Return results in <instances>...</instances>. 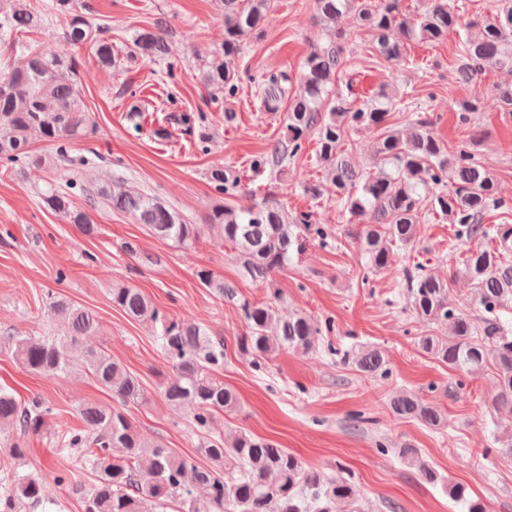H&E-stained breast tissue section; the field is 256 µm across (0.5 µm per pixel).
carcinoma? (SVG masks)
Returning a JSON list of instances; mask_svg holds the SVG:
<instances>
[{
	"instance_id": "obj_1",
	"label": "carcinoma",
	"mask_w": 512,
	"mask_h": 512,
	"mask_svg": "<svg viewBox=\"0 0 512 512\" xmlns=\"http://www.w3.org/2000/svg\"><path fill=\"white\" fill-rule=\"evenodd\" d=\"M224 5V44L203 61L205 86L236 94V61L246 37L261 29L274 8V0H221ZM317 18L326 25L328 39L316 44L300 69L275 71L259 84L261 107L278 112L288 104L286 133L256 156L251 166L258 174L281 168L299 156L309 136L316 139L317 160L327 168L336 202L349 214L350 228L375 272L392 264L396 252L414 243L422 211H430L455 226L456 237L469 244L457 274L473 285L470 303L479 309L477 320L463 312L450 297L448 282L418 269L406 278L415 313L426 320L448 325L446 336H422L419 349L464 375L476 376L489 367L497 371L496 405L512 409V225L486 224L492 209L506 206L498 187L476 153L482 137L474 123L478 101L458 104V121L467 132L453 153L436 135V120L415 112L402 128L387 124L390 113L406 98L394 86L382 85L371 98L360 96L348 71L346 33L337 27L347 13L355 14L370 37L373 55L398 67L417 66L406 53V42L440 44L458 37L456 79L473 83L489 68L512 70V0H500L490 17H464L461 6L449 0H427L425 9L411 18L402 0H314ZM54 23L76 50L88 51L98 64L120 74L142 62L167 55L166 28L135 33L126 51L119 52L110 27L92 17L89 7L74 0H0V42L24 58L14 67L11 57L0 66V168L21 178L30 166L66 168L69 179L61 188L49 184L38 192L42 206L53 211L82 236L94 238L101 227L94 213L108 207L132 215L163 240L192 247L205 235L224 237L237 251L245 276L273 286L276 273L288 265L291 252H301L307 236L327 243L330 230L314 222L309 212L288 214L277 200L266 197L246 209L231 198L241 190L237 171L215 167L208 178L222 198L204 223L191 224L175 209L116 176L106 186L84 178L86 158L75 159L67 150L70 141L95 129L77 86L79 60L41 50L30 36ZM381 130L377 143L379 168L355 165L345 148L351 132L359 128ZM37 141L51 142L49 155L36 152ZM79 191L81 202L73 199ZM200 285L212 289L240 310L246 331L237 347L262 369L277 352L312 351L333 323L318 324L310 316L280 315L268 301H251L238 295L235 285L209 269L196 272ZM112 304L134 320L160 326L159 348L174 368L162 396L174 410H192V425L210 431L212 416L237 407L236 393L215 375L224 366L226 345L218 331L168 316L144 293L133 287L110 289ZM45 314L52 323L50 336H6L11 357L28 373L47 377H92L118 404L87 402L78 408L81 429H69L60 413L42 400L22 401L0 387V429L11 428L18 440L8 446L9 456L22 457V440L39 436L50 440L61 453L80 451L93 482L73 480V471L60 469L54 480L71 487L84 502V512H145L148 503L180 501L182 512H358L351 476L339 467L336 474L306 468L301 459L274 441L244 431L224 444L210 436L200 446L207 463L199 465L163 444L148 443L138 434L126 407L144 398L139 379L102 348L82 346L85 336L99 330L97 317L63 297L51 296ZM356 371L375 376L386 371L382 352L361 346L352 352ZM391 411L401 419L438 429L444 425L441 408L412 392L390 400ZM430 484L444 482L410 444L389 450ZM450 498L463 512H486V505L471 496L468 487L448 486ZM46 512L42 481L32 475L6 477L0 484V512H19L23 506Z\"/></svg>"
}]
</instances>
